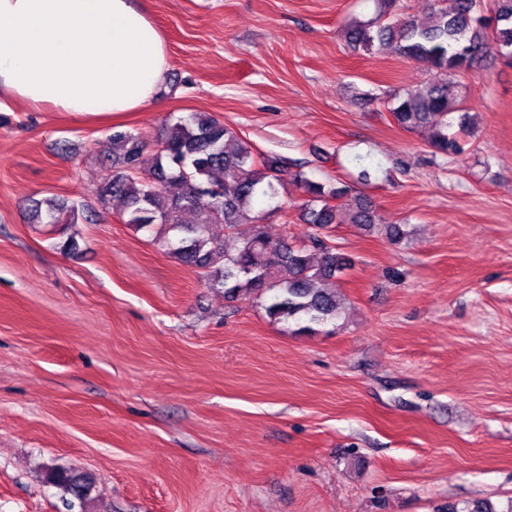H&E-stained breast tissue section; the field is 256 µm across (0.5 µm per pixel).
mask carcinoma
<instances>
[{"label": "carcinoma", "instance_id": "obj_1", "mask_svg": "<svg viewBox=\"0 0 512 512\" xmlns=\"http://www.w3.org/2000/svg\"><path fill=\"white\" fill-rule=\"evenodd\" d=\"M378 16L356 22L345 30L355 50L370 53L375 45L396 43L402 58L419 64L429 78L419 87L387 103L394 121L407 131L434 129V152L459 157L464 142L448 133V104L458 95L457 78L468 73L487 54L484 33L491 29L499 48L512 54V0H493L490 14L479 0H432L427 25H419L402 12L400 0H379ZM112 174L97 188V200L123 203L126 223L140 230L157 224L163 232L155 243L165 254L196 268L210 288L229 297L240 294L269 295L268 315L312 332L316 326L336 324L339 302L335 280L352 266L346 255L329 244L326 231L341 222L345 204H333L345 192L325 187L305 177L298 165L273 156H260L236 130L210 116L193 113L166 125L148 176H141L145 138L130 131L112 133ZM302 186L310 196L301 209L307 231L297 238L288 224L278 231L264 223V211L254 203L275 199L288 182ZM33 218L48 224L93 221L84 206L56 199L36 204ZM350 221L377 227L392 240L402 238L396 224H376L367 202L354 200ZM211 224L233 230L253 225L250 237L228 248L209 235ZM46 479L57 488L63 503L84 504L95 487L86 472L62 467L46 469Z\"/></svg>", "mask_w": 512, "mask_h": 512}]
</instances>
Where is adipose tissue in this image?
Segmentation results:
<instances>
[{"instance_id":"1","label":"adipose tissue","mask_w":512,"mask_h":512,"mask_svg":"<svg viewBox=\"0 0 512 512\" xmlns=\"http://www.w3.org/2000/svg\"><path fill=\"white\" fill-rule=\"evenodd\" d=\"M166 42L133 0H0V104L75 114L163 104Z\"/></svg>"}]
</instances>
